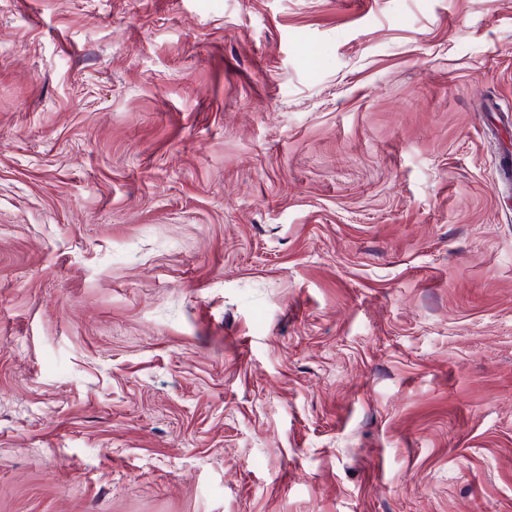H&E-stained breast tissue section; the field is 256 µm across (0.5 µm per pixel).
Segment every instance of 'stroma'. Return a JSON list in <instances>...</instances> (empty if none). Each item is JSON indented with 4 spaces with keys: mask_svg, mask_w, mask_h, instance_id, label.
<instances>
[{
    "mask_svg": "<svg viewBox=\"0 0 512 512\" xmlns=\"http://www.w3.org/2000/svg\"><path fill=\"white\" fill-rule=\"evenodd\" d=\"M512 0H0V512H512Z\"/></svg>",
    "mask_w": 512,
    "mask_h": 512,
    "instance_id": "1",
    "label": "stroma"
}]
</instances>
